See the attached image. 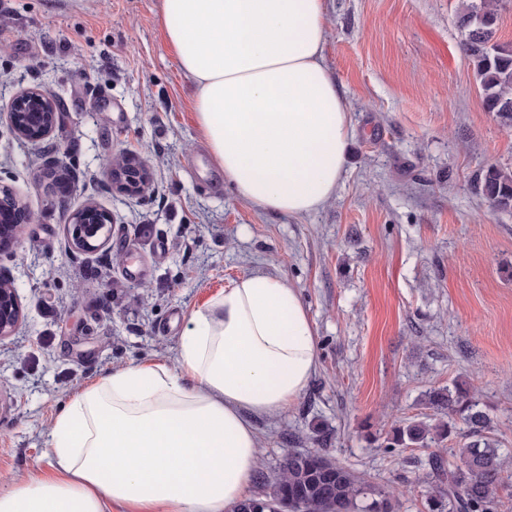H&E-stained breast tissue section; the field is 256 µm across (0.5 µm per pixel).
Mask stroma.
I'll list each match as a JSON object with an SVG mask.
<instances>
[{"mask_svg": "<svg viewBox=\"0 0 512 512\" xmlns=\"http://www.w3.org/2000/svg\"><path fill=\"white\" fill-rule=\"evenodd\" d=\"M161 0H0V189L35 214L0 275L24 319L0 341V486L49 471L47 433L82 388L144 361L173 362L189 312L249 272L288 279L318 367L285 414L262 417L259 469L321 447L427 512L429 448L386 452L392 426L432 421L425 394L466 383L512 448V211L473 186L512 169V129L483 105L459 48L461 0H325V57L354 134L335 198L304 217L236 197L196 127ZM61 104L46 149L9 129L12 96ZM148 166L117 191L104 159ZM113 225L75 250L64 211Z\"/></svg>", "mask_w": 512, "mask_h": 512, "instance_id": "stroma-1", "label": "stroma"}]
</instances>
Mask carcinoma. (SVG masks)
Listing matches in <instances>:
<instances>
[{
    "label": "carcinoma",
    "mask_w": 512,
    "mask_h": 512,
    "mask_svg": "<svg viewBox=\"0 0 512 512\" xmlns=\"http://www.w3.org/2000/svg\"><path fill=\"white\" fill-rule=\"evenodd\" d=\"M495 0H469L459 15L461 47L483 92L485 109L512 128V43L497 39ZM476 189L492 208L512 210V173L489 165L476 175ZM427 404L442 415L438 422L394 426L384 448H423L455 437L461 446L450 459L434 455L426 492L427 512H499L503 493L512 486L505 473L512 457L489 436L486 406L468 388H438ZM396 499L382 485L332 461L323 449L290 452L271 491L249 498L236 512H395Z\"/></svg>",
    "instance_id": "carcinoma-1"
}]
</instances>
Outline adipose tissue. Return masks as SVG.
Instances as JSON below:
<instances>
[{
    "mask_svg": "<svg viewBox=\"0 0 512 512\" xmlns=\"http://www.w3.org/2000/svg\"><path fill=\"white\" fill-rule=\"evenodd\" d=\"M160 14L237 197L288 216L334 199L353 125L326 64L324 0H161ZM316 366L297 289L241 275L191 310L175 365L77 393L48 434L54 476L0 487V512H234L258 472L254 418L285 413Z\"/></svg>",
    "mask_w": 512,
    "mask_h": 512,
    "instance_id": "1",
    "label": "adipose tissue"
}]
</instances>
